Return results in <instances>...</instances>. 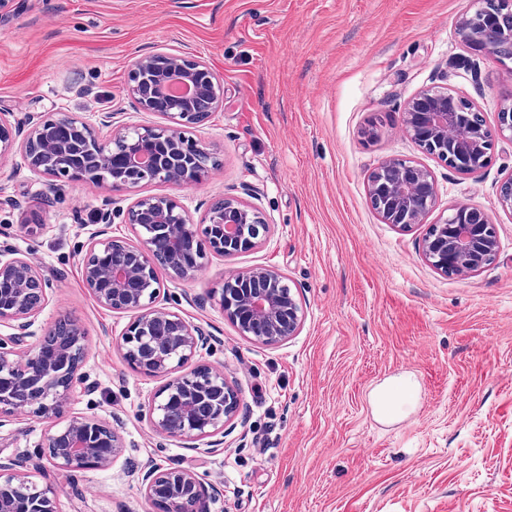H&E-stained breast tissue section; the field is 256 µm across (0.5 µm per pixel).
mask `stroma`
Masks as SVG:
<instances>
[{"mask_svg": "<svg viewBox=\"0 0 512 512\" xmlns=\"http://www.w3.org/2000/svg\"><path fill=\"white\" fill-rule=\"evenodd\" d=\"M472 0H12L0 13V108L13 119L72 112L90 124H165L126 94L132 61L162 50L204 62L224 103L189 134L218 160L202 185L149 182L131 192L65 181L49 188L20 149L0 159V247L28 254L53 284L39 325L70 319L87 336L85 369L64 416L109 421L124 448L112 468L51 465L59 512H148L145 465L191 467L206 512H512V214L498 204L512 140L474 174L422 153L403 131L420 91L467 99L487 125L512 99V60L474 52L458 34ZM375 139L363 131L374 118ZM431 171L436 202L402 231L367 198L383 161ZM254 200L270 232L233 258L210 256L192 281L161 273L170 310L216 338L195 363L224 372L243 404L224 448L199 456L155 434L146 416L161 378L133 371L118 341L135 318L99 306L81 275L83 247L107 197L173 196L202 223L224 195ZM468 204L495 227L484 269L438 273L422 256L431 224ZM273 267L300 289L297 336L266 346L240 336L218 299L237 270ZM409 371L415 410L376 422L368 391ZM46 422H0V456L33 453Z\"/></svg>", "mask_w": 512, "mask_h": 512, "instance_id": "stroma-1", "label": "stroma"}]
</instances>
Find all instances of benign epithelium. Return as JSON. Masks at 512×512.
Returning <instances> with one entry per match:
<instances>
[{
  "instance_id": "1",
  "label": "benign epithelium",
  "mask_w": 512,
  "mask_h": 512,
  "mask_svg": "<svg viewBox=\"0 0 512 512\" xmlns=\"http://www.w3.org/2000/svg\"><path fill=\"white\" fill-rule=\"evenodd\" d=\"M463 42L496 61L512 60V0H474L458 23ZM192 93L173 95L174 83ZM127 95L144 112L168 119L164 126L114 125L113 113L101 119L112 128L103 137L91 124L69 112L37 122L10 125L0 118V158L20 146L28 167L58 180L106 184L114 192L144 182L165 180L180 187L204 183L216 165L213 153L185 131L205 121L224 102V80L204 62L154 52L131 64ZM404 132L423 151L449 167L471 173L498 137L512 139V105L486 125L474 104L446 91L424 90L404 113ZM368 185L372 209L386 224L407 229L422 222L436 201L431 172L410 159L393 158L375 171ZM467 223H458L459 207L430 230L423 241L427 261L445 275L478 271L496 257L494 225L480 209L468 206ZM113 211L100 212V227L88 239L82 277L94 300L117 312L138 315L119 345L131 367L164 379L149 402L153 430L188 441L205 456L218 451L224 433L242 403L241 392L224 373L207 365L186 366L210 347L200 326L161 303L158 272L194 280L209 256H236L252 250L269 232L264 213L235 196L212 205L198 226L171 196H145L121 211L138 240L109 235ZM49 280L29 257L0 249V419L29 415L48 423L35 457L62 473L89 466L109 468L123 448L107 422L72 416L57 419L74 390L91 392L95 383L84 371L86 335L73 320L59 321L34 337L31 327L48 301ZM220 307L240 335L276 345L296 335L304 319L298 290L275 268L238 271L224 280ZM36 338L29 344L27 339ZM29 458L0 459V512H57L56 488L39 486L20 473ZM153 512H204L205 488L190 468L150 465L138 477Z\"/></svg>"
}]
</instances>
